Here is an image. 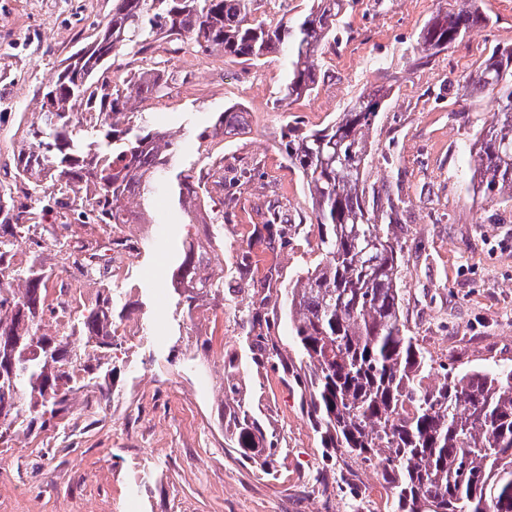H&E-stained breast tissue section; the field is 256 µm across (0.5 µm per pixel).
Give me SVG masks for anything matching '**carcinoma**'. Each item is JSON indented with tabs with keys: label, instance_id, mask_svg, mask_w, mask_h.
Segmentation results:
<instances>
[{
	"label": "carcinoma",
	"instance_id": "carcinoma-1",
	"mask_svg": "<svg viewBox=\"0 0 512 512\" xmlns=\"http://www.w3.org/2000/svg\"><path fill=\"white\" fill-rule=\"evenodd\" d=\"M96 42L62 59L36 89L39 111L24 129L14 177H22L42 209L80 208L84 224L119 229L148 223L158 183L173 186L190 224L208 228L207 242L185 241L173 288L177 305L224 294V281L207 262L212 242L224 239V180L212 169L183 161L169 132L149 126L136 101L168 85L160 69L120 84L93 79L112 55L140 54L164 32L196 51H219L254 65L287 52L288 82L280 101L310 96L322 75V57L336 42L349 0H305L289 23L255 17L260 0H114ZM477 0L428 23L420 34L432 56L489 18ZM464 96L488 94L491 119L473 147L474 190L512 200V49H494L461 87ZM385 94H362L321 128L288 126L285 153L306 182L322 259L288 291V317L305 366L281 359L273 339L256 340L254 363L279 362L308 391L307 416L331 459L356 458L381 471L390 512H512V370L439 372L408 335L402 309L400 249L389 231L396 206L390 194L369 195V130ZM244 109L217 113L209 135H231ZM30 210L15 203L0 180V277L11 300L0 298V445L19 432L45 427L69 412L78 393L105 399L112 367V289L74 329L80 353L62 336L44 332L46 263L35 257L15 269L11 249L29 231ZM243 369L224 361V408L233 430L230 447L265 471L275 468L278 440L265 433L243 394Z\"/></svg>",
	"mask_w": 512,
	"mask_h": 512
}]
</instances>
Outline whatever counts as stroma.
<instances>
[{
	"mask_svg": "<svg viewBox=\"0 0 512 512\" xmlns=\"http://www.w3.org/2000/svg\"><path fill=\"white\" fill-rule=\"evenodd\" d=\"M491 21L415 65L419 36L454 0H353L326 51L314 96L279 104L288 59L249 66L218 52L171 53L165 40L122 53L108 80L165 62L174 80L134 105L180 137L185 157L250 169L224 189V240L216 246L237 308L222 326L187 318L172 288L183 240H205L157 190L154 228L132 273L114 280V326L141 325L137 343L112 351L117 374L97 408L75 402L63 419L19 436L26 450L0 470V512H388L378 471L355 460L330 469L299 389L283 373L248 361V342L270 335L285 362L299 359L287 291L320 260L318 230L301 174L282 135L299 120L324 126L360 94L387 91L369 140V182L401 201L394 227L403 256V314L426 356L458 371L512 366V202L473 191L472 143L490 118L487 98L464 82L495 45L512 47V0H479ZM113 0H0V163L20 149L18 113L38 110L37 86L76 46L93 42ZM242 105L238 135L198 142L224 108ZM287 218L284 235L261 227L268 210ZM244 360V379L279 442L274 474L244 462L224 442V360Z\"/></svg>",
	"mask_w": 512,
	"mask_h": 512,
	"instance_id": "1",
	"label": "stroma"
}]
</instances>
